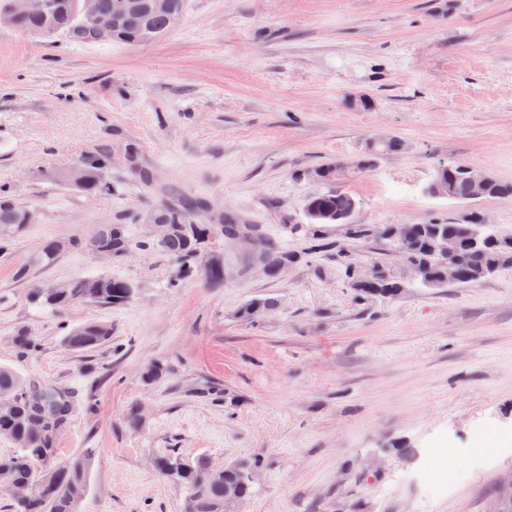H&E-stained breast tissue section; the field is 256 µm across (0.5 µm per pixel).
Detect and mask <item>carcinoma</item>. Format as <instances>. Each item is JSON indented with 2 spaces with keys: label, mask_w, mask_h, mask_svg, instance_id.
I'll return each instance as SVG.
<instances>
[{
  "label": "carcinoma",
  "mask_w": 512,
  "mask_h": 512,
  "mask_svg": "<svg viewBox=\"0 0 512 512\" xmlns=\"http://www.w3.org/2000/svg\"><path fill=\"white\" fill-rule=\"evenodd\" d=\"M139 7L141 23L130 29H121L114 39L126 44L139 45L155 41L169 32L171 13H183L185 0H169L170 11H158L151 8V0H133ZM82 0H54L49 17L35 14L15 16L12 26L38 36L66 34L78 41H93L95 37L89 30L82 31L79 19ZM399 150V141L390 140L381 145L376 152L363 157L360 169L374 164L381 156ZM110 166V157L104 156L80 167L79 178L65 174L59 177L64 185L86 193L112 190V184L104 181L103 170ZM460 163L444 162L435 168L436 180L448 185L453 200L472 203L464 174L459 170ZM353 198L340 191H329L310 197L305 202V216L309 224L346 223L350 217ZM25 206L8 194H0V227L18 229L22 224ZM159 224H176L185 216L194 217L201 237L211 239L215 230L229 228L246 230L248 225L232 214L217 217L214 222L206 223L201 219L200 204L192 202L172 203L161 201L148 209ZM474 229V220L463 218L458 222L432 220L407 225L409 249L416 260L429 268L430 274L437 272L440 258L429 252L428 245L435 232L446 233L459 242V251L455 256L461 284H475L485 280L483 272L489 265L493 249L482 250L470 246V231ZM104 236L102 244L114 253L126 248H144L157 251L176 264L175 278L170 287H178L186 277L203 274L212 287L224 283V275L217 268L200 269L197 259L198 246L188 240L176 228L172 229L163 243L153 237L142 241L132 240L123 224L102 226ZM130 281L115 276L84 277L65 282L56 291H50L47 283H33L30 288V300L40 308H49L57 313L65 312L78 301H94L106 305H121L128 302L127 291ZM405 287L402 279L390 270L377 281L356 288V299H365L382 295L394 296ZM276 307L272 298H254L240 309V319L252 321ZM112 327L103 323H88L72 329L64 337L65 345L73 351L82 352L102 347L110 342ZM35 382L20 376L8 366H0V404L11 406L8 412H0V439L11 442L15 451L11 455H0V471L9 472L14 481L28 489L23 499L13 500V512H78V504L87 490V471L91 462V450L81 456L68 460L60 458L56 448L57 431L66 423L71 404L68 398H61V408L51 421L38 419L37 403L32 399ZM182 455L172 451L156 460V469L164 477L182 487L185 491L183 512H224V480L242 481L241 473L255 464L239 461L227 473L214 469V464L204 455L190 458L188 468L178 469L177 462Z\"/></svg>",
  "instance_id": "1"
}]
</instances>
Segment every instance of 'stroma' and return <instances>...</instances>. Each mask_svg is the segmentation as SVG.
<instances>
[{
    "label": "stroma",
    "mask_w": 512,
    "mask_h": 512,
    "mask_svg": "<svg viewBox=\"0 0 512 512\" xmlns=\"http://www.w3.org/2000/svg\"><path fill=\"white\" fill-rule=\"evenodd\" d=\"M381 135L402 149L312 180ZM104 154L111 193L58 181ZM448 161L512 181V0H186L180 25L145 45L0 24V189L38 213L0 253V365L69 392L56 446L65 458L95 451L78 512H183L181 489L154 467L173 450L257 461L241 512H485L512 480V451L481 467L441 451L512 440V267L359 302L335 254L303 255L315 234L303 203L330 190L354 199L349 224L461 219L465 205L424 191ZM161 198L234 212L300 259L271 277L216 235L220 288L198 277L170 287L174 262L148 250L31 261L46 241L104 224L143 239L137 216ZM349 224L316 234L404 276L393 250L353 240ZM98 275L141 294L62 314L29 302L32 282ZM255 297L277 306L240 320ZM101 321L107 345L64 346ZM22 327L38 338L27 354L12 343ZM154 364L163 372L150 381ZM431 457L456 475L447 493L428 488Z\"/></svg>",
    "instance_id": "obj_1"
}]
</instances>
